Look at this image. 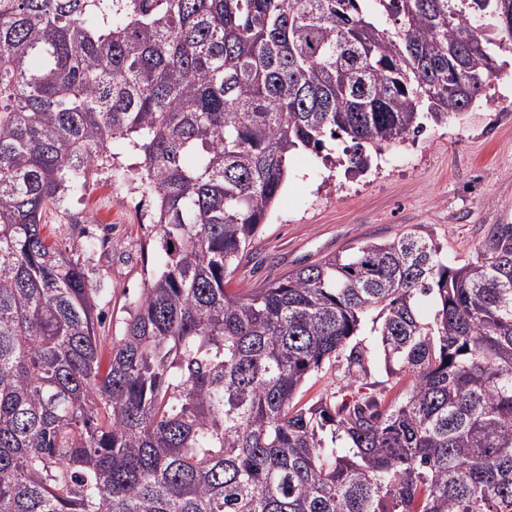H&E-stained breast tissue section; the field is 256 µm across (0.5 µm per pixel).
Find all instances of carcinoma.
<instances>
[{
  "instance_id": "carcinoma-1",
  "label": "carcinoma",
  "mask_w": 512,
  "mask_h": 512,
  "mask_svg": "<svg viewBox=\"0 0 512 512\" xmlns=\"http://www.w3.org/2000/svg\"><path fill=\"white\" fill-rule=\"evenodd\" d=\"M511 43L512 0H0V512H512L511 225L227 288L293 151L365 167ZM100 169L154 200L118 336L43 234ZM368 321L407 389L299 405L333 360L368 380Z\"/></svg>"
}]
</instances>
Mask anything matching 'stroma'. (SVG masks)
I'll use <instances>...</instances> for the list:
<instances>
[{
	"instance_id": "obj_1",
	"label": "stroma",
	"mask_w": 512,
	"mask_h": 512,
	"mask_svg": "<svg viewBox=\"0 0 512 512\" xmlns=\"http://www.w3.org/2000/svg\"><path fill=\"white\" fill-rule=\"evenodd\" d=\"M497 78L464 116L426 129L349 167L341 141L325 155L296 151L288 181L230 282L244 293L362 241H388L424 226L452 264L476 256L490 228L512 225V51H501ZM95 209L99 223L87 221ZM150 197L113 185L100 170L67 208L49 210L45 234L87 257L112 294L101 304L106 333L118 335L145 282L141 246L152 237ZM100 240L86 253L88 239Z\"/></svg>"
}]
</instances>
